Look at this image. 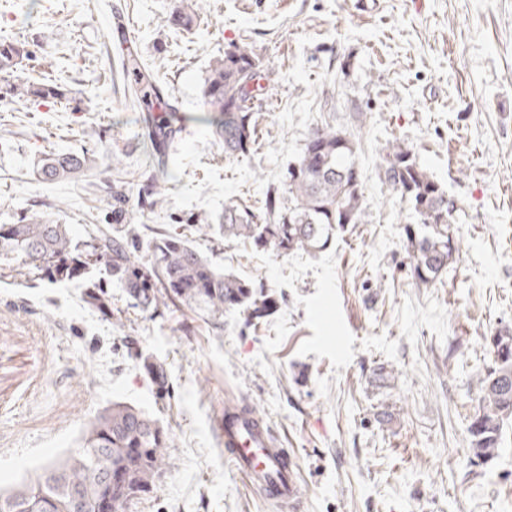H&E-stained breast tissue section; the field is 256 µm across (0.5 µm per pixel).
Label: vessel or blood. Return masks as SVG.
Returning a JSON list of instances; mask_svg holds the SVG:
<instances>
[{"label": "vessel or blood", "mask_w": 512, "mask_h": 512, "mask_svg": "<svg viewBox=\"0 0 512 512\" xmlns=\"http://www.w3.org/2000/svg\"><path fill=\"white\" fill-rule=\"evenodd\" d=\"M224 451L238 473L289 507L299 500L297 476L269 425L254 414L224 418Z\"/></svg>", "instance_id": "1"}]
</instances>
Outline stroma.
I'll return each mask as SVG.
<instances>
[{
  "label": "stroma",
  "instance_id": "stroma-1",
  "mask_svg": "<svg viewBox=\"0 0 512 512\" xmlns=\"http://www.w3.org/2000/svg\"><path fill=\"white\" fill-rule=\"evenodd\" d=\"M186 5L200 23L172 27ZM122 17L186 115L155 210L142 196L156 152L136 136L152 115L125 99L112 42ZM3 38L33 55L22 78L56 79L68 101H0V224L40 215L83 243L111 224L118 184L142 263L157 233L178 230L225 271L264 283L278 309L255 325L228 310L215 330L195 309L132 307L100 267L51 280L0 266V490L78 448L122 402L159 420L172 461L128 512H293L225 455L220 423L236 400L287 448L294 512H512V422L485 464H471L467 433L488 340L512 330V0H0ZM243 44L275 73L255 102V151L229 158L198 117L210 64ZM325 125L356 137L365 223L324 252L283 257L190 233L229 202L261 213L267 187ZM395 138L456 204L459 250L428 286L410 273L409 207L376 169ZM83 150L97 160L91 176L36 179L43 155ZM96 283L111 313L86 302ZM151 362L167 371L166 398Z\"/></svg>",
  "mask_w": 512,
  "mask_h": 512
}]
</instances>
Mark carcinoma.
I'll list each match as a JSON object with an SVG mask.
<instances>
[{"label":"carcinoma","instance_id":"1","mask_svg":"<svg viewBox=\"0 0 512 512\" xmlns=\"http://www.w3.org/2000/svg\"><path fill=\"white\" fill-rule=\"evenodd\" d=\"M198 14L177 11L169 19L173 27L190 29ZM31 52L11 40L0 41V99L26 97L34 102H55L65 97L53 83H13L19 66ZM123 73L131 76L127 91L132 106L151 111L161 101L162 89L144 67L139 54L122 57ZM272 70L256 54L235 45L215 60L204 80L202 97L207 112L201 121L224 145V153L244 157L257 141L259 114L253 92ZM174 117H159L149 129L154 142L174 140ZM355 147L343 131L333 127L312 130L280 185L269 188L263 216L229 203L218 224H194L196 232L216 233L229 241H243L260 250L288 255L294 251L319 253L327 250L333 231L349 224L366 223L363 205V174L353 156ZM96 167L92 154L62 152L46 155L37 175L46 182L87 176ZM377 172L412 209L417 223L428 229L419 235L411 225L404 234L411 255L410 271L415 281L430 285L447 272L458 243L451 233L455 207L444 203L445 191L418 163L404 143L394 139L379 150ZM170 178L165 155L153 164L144 201L153 208L163 205L165 183ZM139 242L123 233V227L98 229L84 248L73 245L68 225L54 224L36 216L19 224H0V264L17 266L51 279H74L91 265H101L121 284L135 305L143 308L169 305L197 307L212 320L224 311L243 309L248 320L259 323L278 308L276 296L264 285L240 278L214 265L182 235L161 234L155 239V260L140 265L133 260ZM87 302L106 312L112 301L98 285L87 293ZM492 363L480 379L477 409L467 432L471 460L486 462L497 454L505 423L512 418V332L490 338ZM149 374L160 396L169 392L164 366L153 363ZM169 439L163 428L144 412L115 403L89 426L81 447L49 463L36 478L21 487L0 492V512H70V495L82 490L88 503L98 497L107 462L122 470L125 485L118 512L153 486L170 467Z\"/></svg>","mask_w":512,"mask_h":512}]
</instances>
